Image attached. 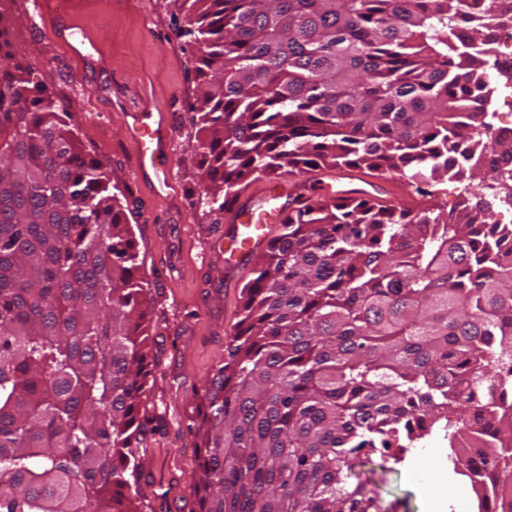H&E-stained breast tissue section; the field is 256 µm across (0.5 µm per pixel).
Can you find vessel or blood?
I'll return each instance as SVG.
<instances>
[{
  "label": "vessel or blood",
  "instance_id": "vessel-or-blood-1",
  "mask_svg": "<svg viewBox=\"0 0 512 512\" xmlns=\"http://www.w3.org/2000/svg\"><path fill=\"white\" fill-rule=\"evenodd\" d=\"M53 35L67 46L73 56L89 57L88 44L75 40L70 27H56ZM123 123L127 138L135 147L132 169L137 183L150 188L155 195H172L175 184L170 175L172 130L168 114L144 105L124 113ZM287 213L288 208L284 205L267 210L236 204L227 218L226 269L243 267L266 244L270 221H281Z\"/></svg>",
  "mask_w": 512,
  "mask_h": 512
}]
</instances>
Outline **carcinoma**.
<instances>
[{
    "label": "carcinoma",
    "instance_id": "obj_1",
    "mask_svg": "<svg viewBox=\"0 0 512 512\" xmlns=\"http://www.w3.org/2000/svg\"><path fill=\"white\" fill-rule=\"evenodd\" d=\"M477 0H182L198 46L206 201L246 180L323 165L396 172L466 190L446 217L363 191L302 200L243 288V318L204 382L200 512H381L348 479L386 470L463 416L472 444L512 485V400H482L512 371V254L495 247L489 172L512 135L460 119L465 85L491 87ZM0 12V512H138L140 450L153 421L142 325L154 302L106 164L63 104L31 84Z\"/></svg>",
    "mask_w": 512,
    "mask_h": 512
}]
</instances>
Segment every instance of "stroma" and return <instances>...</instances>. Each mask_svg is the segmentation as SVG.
Returning <instances> with one entry per match:
<instances>
[{"instance_id": "obj_1", "label": "stroma", "mask_w": 512, "mask_h": 512, "mask_svg": "<svg viewBox=\"0 0 512 512\" xmlns=\"http://www.w3.org/2000/svg\"><path fill=\"white\" fill-rule=\"evenodd\" d=\"M10 37L24 55L32 82L46 84L72 115L86 153L105 162L124 192L125 217L137 242V277L153 292L146 318L150 374L148 400L158 414L141 454L143 512H200L192 491L198 477L200 420L208 374L226 354L242 317L241 291L249 270L224 268L225 212L210 209L197 150V51L180 0H7ZM73 25L96 56L73 58L49 35ZM169 113L173 125L172 176L177 197L166 200L140 187L131 167L133 147L123 112L139 104ZM462 422L448 407L437 430L408 449L374 488L390 512H426L414 461L431 449L450 456L449 437Z\"/></svg>"}]
</instances>
